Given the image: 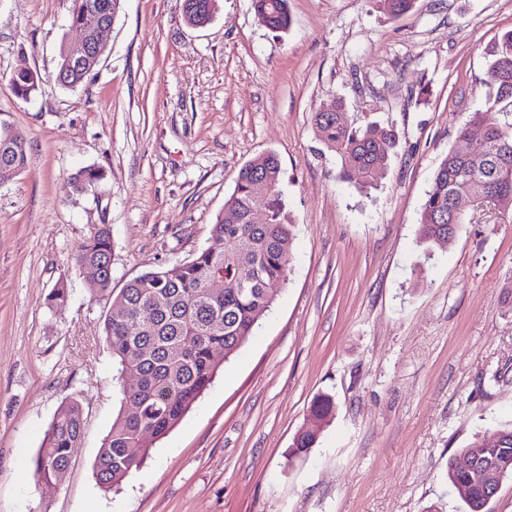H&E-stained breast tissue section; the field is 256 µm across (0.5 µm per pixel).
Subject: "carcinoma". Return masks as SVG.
Segmentation results:
<instances>
[{"instance_id": "1", "label": "carcinoma", "mask_w": 512, "mask_h": 512, "mask_svg": "<svg viewBox=\"0 0 512 512\" xmlns=\"http://www.w3.org/2000/svg\"><path fill=\"white\" fill-rule=\"evenodd\" d=\"M386 11L401 16L415 0H381ZM184 18L192 26L208 23L215 0H183ZM264 25L286 32L292 24L288 0H253ZM489 67L499 80L485 98L487 109L505 115L500 129L489 131L473 150H455L434 171L422 208L418 243L425 256L435 245L452 244L465 223L451 215L449 201L462 189L471 190L486 207L498 212L502 224L512 223V31L488 51ZM84 69L59 57L56 78L75 88L88 79ZM16 93L27 97L38 87L36 76L19 72L11 78ZM318 139L342 161L340 178L359 176L374 185L387 174L396 144L394 130L368 124H348L341 107L326 104L313 114ZM26 162L24 140L0 129V175L21 170ZM281 167L277 154L268 152L245 164L238 172L232 194L212 228L216 245L193 258L143 273L112 295L111 280L104 276L89 283L93 295H108L112 303L104 318V336L116 367L119 410L95 462L97 483L104 491L122 484L139 467L149 448L144 435L159 439L177 427L200 395L211 385L224 362L234 356L271 311L288 283L286 256L294 238V225L284 214L279 197ZM95 168H84L70 178L74 191L82 192L102 179ZM268 196V219L250 222L256 198ZM112 261V235L108 225L94 226L80 244L78 267L103 268ZM220 274L228 288L214 295L207 288ZM140 350L138 357L131 350ZM137 406V412L128 405ZM336 402L320 394L310 407L311 426L300 430L288 451V462L308 455L318 442L322 424L335 414ZM81 405L72 401L48 425L35 459V473L43 480L62 481L71 465L72 449L84 436ZM460 456L497 458L512 477V428L487 437L477 435ZM458 458L448 460V482L468 506V512H486L482 505L495 492L482 483H468L458 470Z\"/></svg>"}]
</instances>
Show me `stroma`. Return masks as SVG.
Here are the masks:
<instances>
[{"instance_id":"35a3bbf8","label":"stroma","mask_w":512,"mask_h":512,"mask_svg":"<svg viewBox=\"0 0 512 512\" xmlns=\"http://www.w3.org/2000/svg\"><path fill=\"white\" fill-rule=\"evenodd\" d=\"M269 30L252 0H217L193 27L183 0H122L87 82L54 79L77 40L71 0H0V129L26 163L0 182V512H466L449 458L512 426V224L463 203L456 240L417 245L433 173L481 107L486 49L512 0H288ZM38 77L15 93L19 71ZM394 129L384 179L342 181L312 127L323 104ZM275 152L294 240L289 281L254 336L119 489L94 462L119 405L103 344L107 298L74 254L112 230V289L212 245L239 169ZM104 178L77 193L72 174ZM66 283L64 305L46 298ZM333 419L288 462L312 400ZM85 434L62 482L31 462L70 401Z\"/></svg>"}]
</instances>
